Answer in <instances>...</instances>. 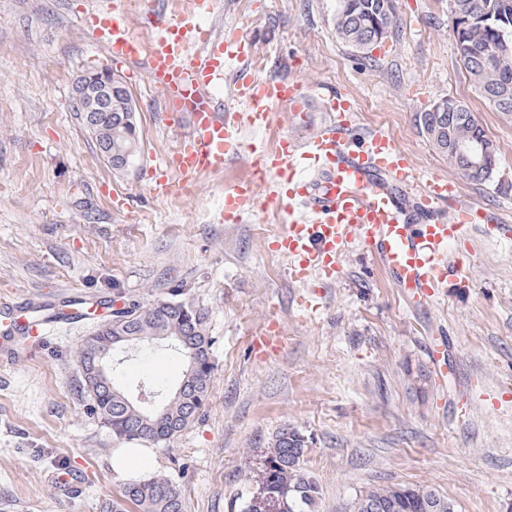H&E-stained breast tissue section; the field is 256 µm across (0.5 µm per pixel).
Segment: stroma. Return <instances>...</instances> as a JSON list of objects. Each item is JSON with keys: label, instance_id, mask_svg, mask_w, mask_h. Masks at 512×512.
<instances>
[{"label": "stroma", "instance_id": "stroma-1", "mask_svg": "<svg viewBox=\"0 0 512 512\" xmlns=\"http://www.w3.org/2000/svg\"><path fill=\"white\" fill-rule=\"evenodd\" d=\"M100 0H0V301L111 296L148 304L183 286L209 311L210 404L177 438L151 446L148 475L184 488L189 512H231L285 426L307 440L316 512H353L367 491L430 488L456 512H512V237L471 231L453 243L465 264L435 298L402 297L366 252L349 250L335 280L300 282L274 249L282 222L257 209L224 220V198L248 175L246 155L191 193L153 197L145 166L188 130L165 117L145 63L114 64L86 19ZM398 31L371 58L341 40L336 0H216L179 17L214 35L249 38L264 77L348 96L359 132L391 134L419 171L455 180L465 200L512 225V116L482 99L456 51L449 0H396ZM129 86L140 153L115 171L73 106L89 67ZM452 98L493 141L490 181L468 180L427 141L420 114ZM84 318L41 347L0 361V505L6 512H99L125 478L123 441L88 418L76 387ZM268 337L256 349V337ZM185 363L145 344L114 365L129 394L165 396ZM81 482L59 495L52 475Z\"/></svg>", "mask_w": 512, "mask_h": 512}]
</instances>
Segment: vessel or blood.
<instances>
[{
  "label": "vessel or blood",
  "instance_id": "b4317fda",
  "mask_svg": "<svg viewBox=\"0 0 512 512\" xmlns=\"http://www.w3.org/2000/svg\"><path fill=\"white\" fill-rule=\"evenodd\" d=\"M91 20L114 61L146 63L168 120L190 118V131L169 160L147 169L154 196H168L175 183L223 170L242 149L240 125H270L282 108L305 124L311 101L319 102L327 118L317 131L282 138L274 151L257 156L252 180L225 198L226 211L240 216L265 199L282 218L275 249L289 259L296 280L334 277L341 258L356 246L377 260L402 296L419 304L447 284L454 270L451 242L475 227L486 234L512 231L495 213L462 199L455 182L423 176L390 134L358 133L353 107L341 93L243 71L228 99L214 97L225 62L251 53L242 36L217 38L200 24L151 8L152 39L145 44L130 32L125 0H104ZM189 38L201 45L191 56L184 51ZM73 321V312H54L34 324L15 323L14 329L40 341L56 324Z\"/></svg>",
  "mask_w": 512,
  "mask_h": 512
}]
</instances>
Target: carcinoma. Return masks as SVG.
Here are the masks:
<instances>
[{
	"instance_id": "cac0c4a2",
	"label": "carcinoma",
	"mask_w": 512,
	"mask_h": 512,
	"mask_svg": "<svg viewBox=\"0 0 512 512\" xmlns=\"http://www.w3.org/2000/svg\"><path fill=\"white\" fill-rule=\"evenodd\" d=\"M456 50L462 65L480 94L499 112L512 114V0H450ZM335 28L338 36L364 54L375 45L367 36L379 32L390 37L396 32V0H336ZM114 112H126L129 124L113 119V112L101 113L91 125L98 145L112 144V152L128 154L127 160L112 164L116 171L125 170L124 163H133L139 154L140 138L136 122V104L118 99L112 102ZM444 108L455 115L448 129L440 132L433 124L432 110ZM421 127L430 144L448 162L471 181L488 180L497 163L493 143L482 130L478 119L461 102L442 99L421 114ZM462 140L491 147L486 167L469 171L456 151ZM185 290L177 287L170 297L151 304L135 300L123 301L124 310L112 321L93 328L91 339L82 341L75 350L78 370L96 366L97 353H114L127 344L139 346L155 336H180L175 344L185 364L195 368L189 376L188 398L171 404L166 399L154 413L140 414L125 407L113 394L118 389L113 376L110 387L94 397L77 379L79 391L87 402V414L98 420L112 436L125 441L158 444L169 441L195 422L205 411L211 396L214 371L213 337L209 334L208 311L184 298ZM306 438L292 427L276 432L266 455V463L281 481L288 482V501L295 504L293 512H311L319 488L303 467ZM367 496L393 503L391 512H456L454 504L432 489L387 486L367 492ZM100 512H188V502L181 486L165 475L127 481L117 497L100 505Z\"/></svg>"
}]
</instances>
